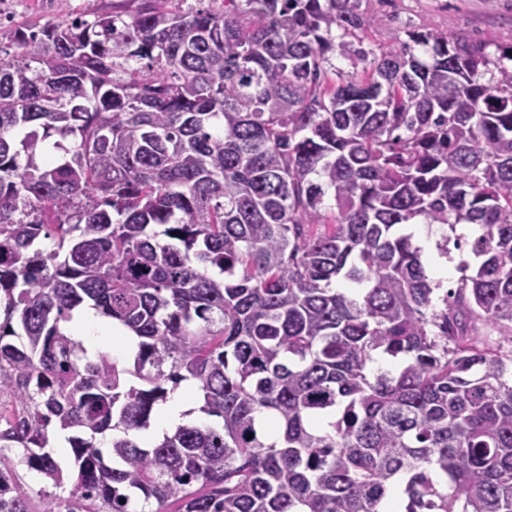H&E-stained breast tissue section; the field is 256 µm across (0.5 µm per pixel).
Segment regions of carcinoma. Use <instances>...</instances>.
Returning a JSON list of instances; mask_svg holds the SVG:
<instances>
[{
  "mask_svg": "<svg viewBox=\"0 0 512 512\" xmlns=\"http://www.w3.org/2000/svg\"><path fill=\"white\" fill-rule=\"evenodd\" d=\"M211 2L11 29L0 512H512V46ZM415 223L480 229L439 310ZM86 304L133 368L71 333ZM183 381L221 427L139 438Z\"/></svg>",
  "mask_w": 512,
  "mask_h": 512,
  "instance_id": "obj_1",
  "label": "carcinoma"
}]
</instances>
